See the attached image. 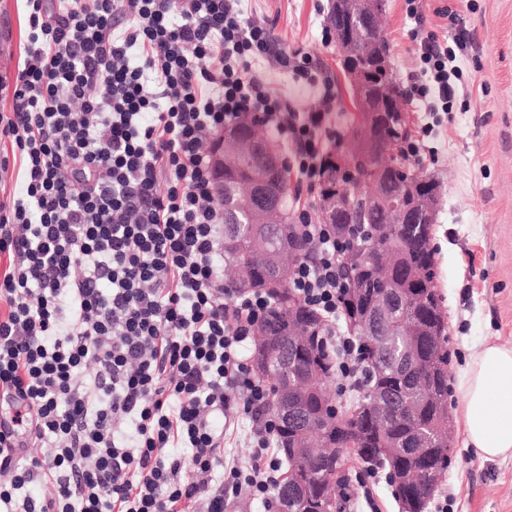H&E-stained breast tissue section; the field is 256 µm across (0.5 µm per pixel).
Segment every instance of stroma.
I'll use <instances>...</instances> for the list:
<instances>
[{"instance_id": "35a3bbf8", "label": "stroma", "mask_w": 512, "mask_h": 512, "mask_svg": "<svg viewBox=\"0 0 512 512\" xmlns=\"http://www.w3.org/2000/svg\"><path fill=\"white\" fill-rule=\"evenodd\" d=\"M332 0H243L249 21L270 27L280 48L308 54L335 83L345 128L361 114L335 43L323 42ZM424 20L440 38L465 34L459 58L463 89L452 120L427 144L434 158L418 172L442 189L434 224L438 290L448 322L451 373L487 340L512 346V0H421ZM382 26L401 87L416 70L413 26L405 0H386ZM0 30L12 44L0 66L1 84L13 83L27 38L22 0H0ZM449 429L454 452L439 485L451 493L448 512H512V459L484 461L465 446L458 419Z\"/></svg>"}]
</instances>
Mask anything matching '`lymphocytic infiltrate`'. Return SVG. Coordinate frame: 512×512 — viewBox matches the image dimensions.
<instances>
[{
	"instance_id": "lymphocytic-infiltrate-1",
	"label": "lymphocytic infiltrate",
	"mask_w": 512,
	"mask_h": 512,
	"mask_svg": "<svg viewBox=\"0 0 512 512\" xmlns=\"http://www.w3.org/2000/svg\"><path fill=\"white\" fill-rule=\"evenodd\" d=\"M29 28L0 139L19 194L0 201V512H226L269 504L279 421L247 362L272 300L226 287L224 209L211 140L252 116L284 146L296 191L314 193L342 142L333 80L279 48L242 0H23ZM419 68L412 97L453 110L462 40L405 0ZM304 77L297 111L260 66ZM314 257L290 288L323 319L318 341L340 393L359 390L357 341L339 326L344 248L299 208ZM253 422L247 462L224 438ZM47 446L23 457L18 439ZM51 485L39 496L31 488Z\"/></svg>"
}]
</instances>
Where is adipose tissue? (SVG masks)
<instances>
[{
  "label": "adipose tissue",
  "mask_w": 512,
  "mask_h": 512,
  "mask_svg": "<svg viewBox=\"0 0 512 512\" xmlns=\"http://www.w3.org/2000/svg\"><path fill=\"white\" fill-rule=\"evenodd\" d=\"M456 390L467 448L485 461L512 458V347L481 344L459 370Z\"/></svg>",
  "instance_id": "adipose-tissue-1"
}]
</instances>
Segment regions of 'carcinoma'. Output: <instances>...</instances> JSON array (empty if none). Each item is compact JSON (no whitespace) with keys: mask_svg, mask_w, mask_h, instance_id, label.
I'll return each mask as SVG.
<instances>
[{"mask_svg":"<svg viewBox=\"0 0 512 512\" xmlns=\"http://www.w3.org/2000/svg\"><path fill=\"white\" fill-rule=\"evenodd\" d=\"M356 15L349 5L334 4L331 23L344 31L351 29ZM367 30L366 54L350 61L368 69L369 98L366 104L375 112L399 107L403 94L393 71L381 66L388 45L377 20L364 24ZM356 147L381 156L388 142L358 128L353 131ZM382 195L352 196L351 208L336 214V235L350 238L343 273L350 290L343 301L348 332L361 346L366 379L356 402L347 409L336 407L326 390L332 371L315 336L321 320L318 314L291 291L289 277L272 280L276 265H293L311 255L308 246L294 242L288 212L279 205L276 223H257L252 204L239 201L236 186L252 180L251 164L228 161L224 173V262L239 273L238 284L249 278L250 287L262 288L273 305L258 334L288 340V333L300 329L305 334L302 355L288 354L277 375L264 370L257 374L267 383L270 395L277 386L305 398L313 411H327L335 425L316 429L310 440L334 452L309 459L299 466L292 451L295 435L283 425L279 447L287 471L294 474L296 486L278 487L277 496L288 495L291 512L306 507L328 493V480L345 486L341 475L346 448H353L363 463L389 471L393 494L424 512L440 480L448 474V350L446 323L441 298L435 285V259L431 246L434 219L413 206V193L404 190L406 177L390 165L377 164L373 172ZM387 251L386 267H372L363 261L374 243ZM422 440L435 449L433 459L421 462L404 448Z\"/></svg>","mask_w":512,"mask_h":512,"instance_id":"carcinoma-1","label":"carcinoma"}]
</instances>
